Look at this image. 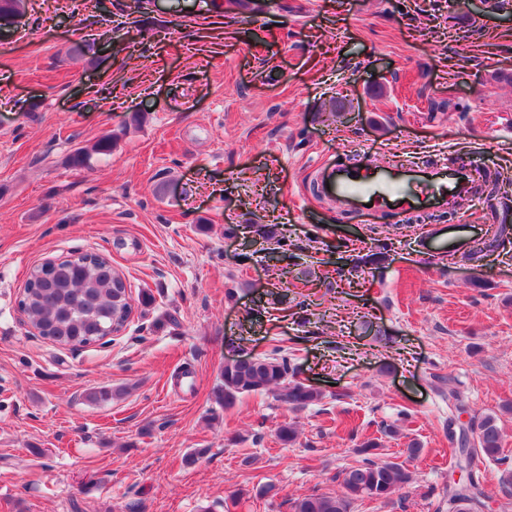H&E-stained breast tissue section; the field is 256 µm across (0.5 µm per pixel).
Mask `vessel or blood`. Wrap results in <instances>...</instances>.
I'll return each mask as SVG.
<instances>
[{
	"mask_svg": "<svg viewBox=\"0 0 512 512\" xmlns=\"http://www.w3.org/2000/svg\"><path fill=\"white\" fill-rule=\"evenodd\" d=\"M321 185L342 210L363 213L444 212L476 188L466 163L404 160L393 164H338L321 169Z\"/></svg>",
	"mask_w": 512,
	"mask_h": 512,
	"instance_id": "obj_1",
	"label": "vessel or blood"
}]
</instances>
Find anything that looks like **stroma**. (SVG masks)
I'll use <instances>...</instances> for the list:
<instances>
[{"mask_svg":"<svg viewBox=\"0 0 512 512\" xmlns=\"http://www.w3.org/2000/svg\"><path fill=\"white\" fill-rule=\"evenodd\" d=\"M262 2L222 16L212 0H155L146 14L133 0H27L0 35V512H290L292 499L340 492L369 439L414 482L354 512H438L457 476L452 387L466 421L500 417L504 460L477 459L474 473L489 512H512L500 484L512 466V258L423 245L464 219L506 225L512 249V11ZM85 43L90 59L74 57ZM106 133L112 155L66 166ZM402 152L505 182L420 221L344 214L312 192L322 164ZM251 224L303 248L308 279L282 293L264 253L243 245ZM380 250L382 264L337 282V267ZM85 251L111 259L134 312L108 344L74 350L37 335L18 300L31 266ZM278 347L323 391L318 404H216L226 358ZM102 385L125 393L88 403ZM285 423L298 431L288 447ZM197 448L205 456L186 464ZM266 483L275 498L256 496Z\"/></svg>","mask_w":512,"mask_h":512,"instance_id":"stroma-1","label":"stroma"}]
</instances>
